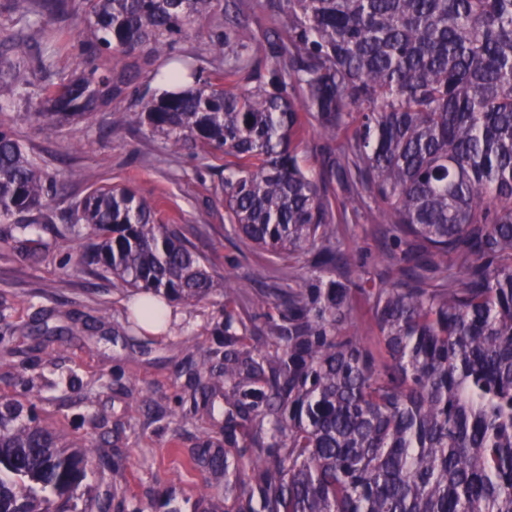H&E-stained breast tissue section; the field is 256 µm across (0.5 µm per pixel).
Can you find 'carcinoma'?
<instances>
[{
	"mask_svg": "<svg viewBox=\"0 0 512 512\" xmlns=\"http://www.w3.org/2000/svg\"><path fill=\"white\" fill-rule=\"evenodd\" d=\"M90 37L50 26L71 0H16L50 54L76 72L36 93L48 56L24 39L0 54V112L24 106L49 129L90 122L164 58L171 89L138 93L135 123L178 150L236 158L216 169L225 220L279 266L265 291V349L236 333L244 286L215 282L197 252L126 187L91 185L75 222L88 256L137 291L136 320L162 323L161 297L191 303L224 290V447L193 460L235 512H512V0H83ZM268 8L276 63L235 40ZM210 16L208 76L174 47ZM235 44L231 53L224 47ZM313 119L327 145L320 179L295 141ZM338 183L345 202L328 187ZM51 184L0 121V223L38 256L44 226L27 214ZM383 221L384 271L351 278L345 206ZM370 319L376 343L351 332ZM105 456L0 400V512H70ZM75 63V58L71 55L61 56L55 59L53 66L49 71L46 72H30L27 75L29 86L27 91L37 92L41 86L49 83L51 80H55L58 75L68 74L72 71Z\"/></svg>",
	"mask_w": 512,
	"mask_h": 512,
	"instance_id": "carcinoma-1",
	"label": "carcinoma"
}]
</instances>
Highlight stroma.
Returning <instances> with one entry per match:
<instances>
[{
    "label": "stroma",
    "instance_id": "obj_1",
    "mask_svg": "<svg viewBox=\"0 0 512 512\" xmlns=\"http://www.w3.org/2000/svg\"><path fill=\"white\" fill-rule=\"evenodd\" d=\"M133 95L114 100L92 124L45 129L18 109L0 113L36 155L50 179L80 172L86 181L126 185L159 204L166 223L206 260L215 280H244L258 289L276 274L258 252L242 246L224 219V202L209 160L176 151L135 126H115L131 113ZM75 182L42 211L47 252L34 258L0 231V332L15 327V354L0 350V398L34 404L39 422L67 443L81 442L112 465L87 476L97 495L155 512L159 493L171 491L181 512H194L211 475L191 462L203 436L223 443L219 424L193 412L201 393L195 365L223 350L224 299L188 304L167 300V328L134 329L130 346L111 343L132 327L133 301L112 280L93 275L77 255L89 240L71 218ZM383 236L377 222L359 218L347 244L362 269L380 264Z\"/></svg>",
    "mask_w": 512,
    "mask_h": 512
}]
</instances>
